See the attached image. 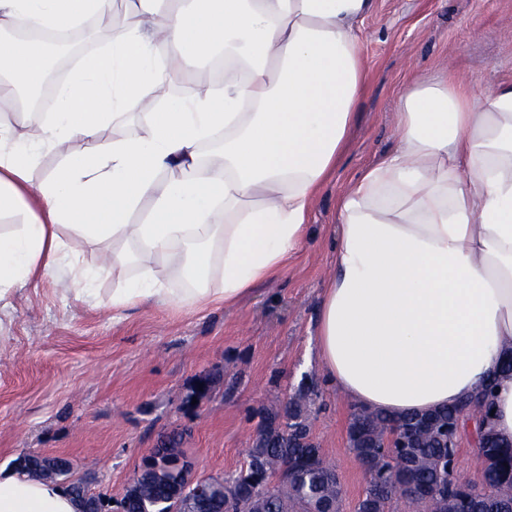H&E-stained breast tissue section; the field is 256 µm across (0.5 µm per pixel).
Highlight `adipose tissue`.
<instances>
[{
  "label": "adipose tissue",
  "instance_id": "obj_1",
  "mask_svg": "<svg viewBox=\"0 0 512 512\" xmlns=\"http://www.w3.org/2000/svg\"><path fill=\"white\" fill-rule=\"evenodd\" d=\"M137 18L87 58L50 117L23 93L46 65L37 40L0 49V112L39 128L0 126V300L49 273L61 248L100 247L113 310L227 306L294 258L308 214L343 149L365 88L361 23L372 0H131ZM109 0H0L16 20L66 29ZM231 61L246 80L200 81L194 64ZM192 92L173 96L169 77ZM151 100L155 111L139 109ZM398 145L337 205L334 275L316 342L323 373L350 403L399 418L482 396L491 427L512 442V84L476 93L455 76L400 93ZM138 112L148 133L107 140ZM220 139L209 164L202 142ZM82 149L33 183L40 147ZM147 218L129 221L141 201ZM67 229L69 240L59 231ZM139 276H131V268ZM189 281L183 294L167 287ZM219 287H212V280ZM62 485L0 470V512H79Z\"/></svg>",
  "mask_w": 512,
  "mask_h": 512
}]
</instances>
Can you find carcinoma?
Segmentation results:
<instances>
[{"label": "carcinoma", "instance_id": "obj_1", "mask_svg": "<svg viewBox=\"0 0 512 512\" xmlns=\"http://www.w3.org/2000/svg\"><path fill=\"white\" fill-rule=\"evenodd\" d=\"M27 37L69 51L53 57L42 83L31 90L30 108L42 113L54 87L65 79L73 61L90 52L79 30L51 31L28 28ZM314 389L300 390L276 409H267L247 450V467L236 478L211 476L209 481L227 485L221 498L205 501L186 490L187 472L177 465L184 457L181 439L171 435L161 440L162 451L146 456L136 481L118 502L121 512H170L174 501L183 502V512H310L321 500L341 509L336 497V470L318 446L304 441V414ZM491 402L483 398L473 406L446 407L434 413L393 419L381 412L361 408L349 425L351 450L367 477L364 495L355 512H390L400 497L414 512H512V445H490L479 458L482 482L492 494H474L449 479L452 449L442 435L464 414L488 424ZM404 427L413 443L407 448H384L383 434ZM21 474L63 485L79 503L83 482L70 479L71 465L60 457L26 453L15 461Z\"/></svg>", "mask_w": 512, "mask_h": 512}]
</instances>
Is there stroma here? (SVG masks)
<instances>
[{
    "instance_id": "1",
    "label": "stroma",
    "mask_w": 512,
    "mask_h": 512,
    "mask_svg": "<svg viewBox=\"0 0 512 512\" xmlns=\"http://www.w3.org/2000/svg\"><path fill=\"white\" fill-rule=\"evenodd\" d=\"M362 54L367 90L345 152L313 203L301 251L275 281L231 307L116 316L104 305L107 273L79 297L60 288L74 265L97 266L86 246L77 258L62 251L47 275L13 290L0 315L1 469L27 452L59 456L73 478L116 500L160 436L175 430L194 476L235 474L263 410L312 382L310 432L336 466L342 512H354L367 484L347 439L354 407L327 382L315 342L337 202L394 149L405 84L446 71L486 92L512 84V0H372ZM202 377L211 388L197 398Z\"/></svg>"
}]
</instances>
